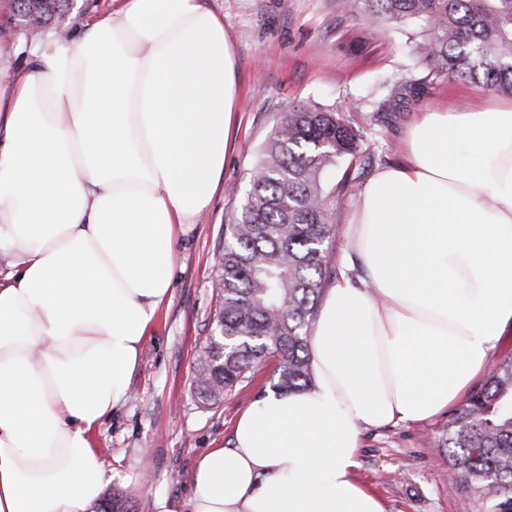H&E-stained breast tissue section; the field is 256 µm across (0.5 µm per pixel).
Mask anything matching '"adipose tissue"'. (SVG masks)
Segmentation results:
<instances>
[{"label": "adipose tissue", "mask_w": 512, "mask_h": 512, "mask_svg": "<svg viewBox=\"0 0 512 512\" xmlns=\"http://www.w3.org/2000/svg\"><path fill=\"white\" fill-rule=\"evenodd\" d=\"M238 108L207 0L0 33V512H98L91 435L129 398ZM405 149L346 228L363 275L321 301L312 389L258 396L154 512H384L354 477L362 429L434 419L486 376L512 328V95L422 113Z\"/></svg>", "instance_id": "ef3b65f1"}]
</instances>
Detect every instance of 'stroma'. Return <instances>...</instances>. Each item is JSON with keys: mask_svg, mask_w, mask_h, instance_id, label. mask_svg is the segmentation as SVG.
<instances>
[{"mask_svg": "<svg viewBox=\"0 0 512 512\" xmlns=\"http://www.w3.org/2000/svg\"><path fill=\"white\" fill-rule=\"evenodd\" d=\"M209 4L224 17L236 59L238 128L210 207L178 242L171 295L144 344L130 398L92 435L112 475L110 489L134 508L152 505L159 495L185 497L198 459L208 449L231 447L238 416L275 381L273 365H266L213 406L192 388L195 361L219 306L224 226L249 190L254 162L282 112L294 105L333 106L359 131L361 157L331 215L342 228L372 177L404 162L403 143L419 112L493 96L482 86L441 78L420 97L394 104L381 122L380 103L414 63L401 27L342 15L334 0ZM447 421L443 414L419 425L362 431L356 476L380 497L385 512H476L473 496L450 487L452 470L438 447Z\"/></svg>", "mask_w": 512, "mask_h": 512, "instance_id": "35a3bbf8", "label": "stroma"}]
</instances>
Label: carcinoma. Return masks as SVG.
<instances>
[{"label": "carcinoma", "mask_w": 512, "mask_h": 512, "mask_svg": "<svg viewBox=\"0 0 512 512\" xmlns=\"http://www.w3.org/2000/svg\"><path fill=\"white\" fill-rule=\"evenodd\" d=\"M11 11L39 27L69 0H11ZM336 9L375 24L411 27L419 79L396 83L390 99L423 94L436 79L512 93V0H336ZM359 131L334 108L291 107L277 121L255 170L262 176L224 228L214 335L196 360L194 391L217 404L276 361L273 389L312 388L308 333L333 281L327 174L358 159ZM455 486L476 496L477 512H512V357L503 359L455 408L438 443Z\"/></svg>", "instance_id": "cac0c4a2"}]
</instances>
